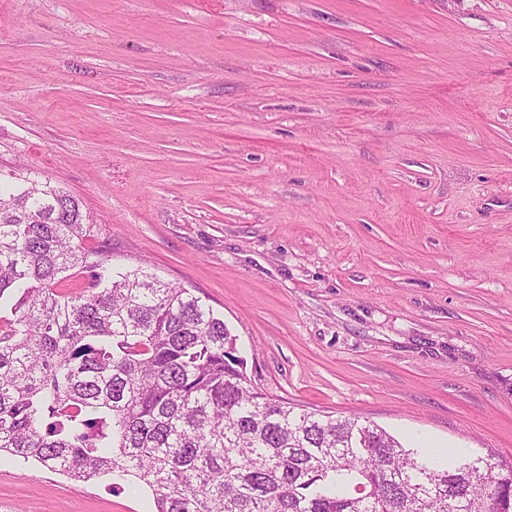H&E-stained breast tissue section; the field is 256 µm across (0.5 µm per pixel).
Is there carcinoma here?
Masks as SVG:
<instances>
[{
	"mask_svg": "<svg viewBox=\"0 0 512 512\" xmlns=\"http://www.w3.org/2000/svg\"><path fill=\"white\" fill-rule=\"evenodd\" d=\"M80 202L0 173V455L133 477L155 512H512L489 458L421 456L255 387L211 305L88 250ZM78 269L85 293L57 290Z\"/></svg>",
	"mask_w": 512,
	"mask_h": 512,
	"instance_id": "carcinoma-1",
	"label": "carcinoma"
}]
</instances>
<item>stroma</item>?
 <instances>
[{"instance_id": "1", "label": "stroma", "mask_w": 512, "mask_h": 512, "mask_svg": "<svg viewBox=\"0 0 512 512\" xmlns=\"http://www.w3.org/2000/svg\"><path fill=\"white\" fill-rule=\"evenodd\" d=\"M205 297L266 394L512 463V0H0V171ZM0 456V512H154Z\"/></svg>"}]
</instances>
